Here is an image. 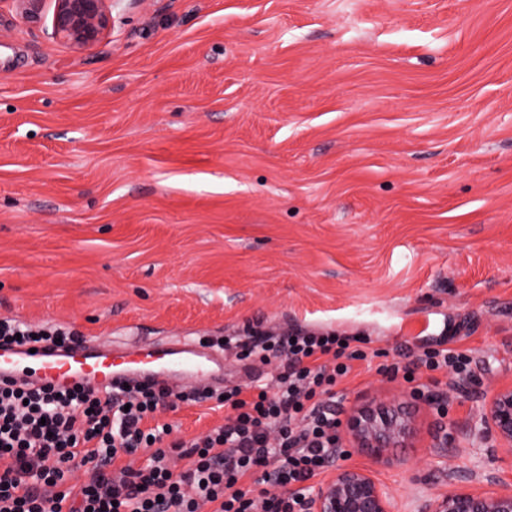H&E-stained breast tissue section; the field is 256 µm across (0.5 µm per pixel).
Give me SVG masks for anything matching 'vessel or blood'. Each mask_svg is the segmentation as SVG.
<instances>
[{
  "instance_id": "1",
  "label": "vessel or blood",
  "mask_w": 512,
  "mask_h": 512,
  "mask_svg": "<svg viewBox=\"0 0 512 512\" xmlns=\"http://www.w3.org/2000/svg\"><path fill=\"white\" fill-rule=\"evenodd\" d=\"M214 374L210 358L189 340L177 348L154 342L116 348L100 338L70 351L0 349V379L59 387L84 383L105 392L124 379L148 377L173 386L185 376L209 379Z\"/></svg>"
}]
</instances>
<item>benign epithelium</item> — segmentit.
I'll return each instance as SVG.
<instances>
[{
	"mask_svg": "<svg viewBox=\"0 0 512 512\" xmlns=\"http://www.w3.org/2000/svg\"><path fill=\"white\" fill-rule=\"evenodd\" d=\"M26 22L40 23L47 4H53L52 34L75 51L101 42L115 26L112 14L118 0H9ZM479 432L512 456V383L494 390L478 416ZM418 433L416 414L401 400L377 402L352 409L345 438L378 462L388 448H412ZM307 512H391L389 493L367 471L338 466L311 494ZM432 512H512V491L480 490L462 484L438 497Z\"/></svg>",
	"mask_w": 512,
	"mask_h": 512,
	"instance_id": "1",
	"label": "benign epithelium"
}]
</instances>
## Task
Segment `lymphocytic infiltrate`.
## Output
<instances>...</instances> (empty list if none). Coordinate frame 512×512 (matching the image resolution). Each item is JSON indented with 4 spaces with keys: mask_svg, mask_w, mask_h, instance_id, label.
I'll return each mask as SVG.
<instances>
[{
    "mask_svg": "<svg viewBox=\"0 0 512 512\" xmlns=\"http://www.w3.org/2000/svg\"><path fill=\"white\" fill-rule=\"evenodd\" d=\"M81 341L68 327L0 319V348ZM237 357L275 358L279 371L265 386H225L223 424L190 441L158 416L214 391L141 383L105 394L1 380L0 512H304L308 481L336 461L333 389L367 355L330 332L251 336ZM470 365L467 352L433 348L380 372L411 383L422 367L461 378ZM138 452L143 465H120Z\"/></svg>",
    "mask_w": 512,
    "mask_h": 512,
    "instance_id": "lymphocytic-infiltrate-1",
    "label": "lymphocytic infiltrate"
}]
</instances>
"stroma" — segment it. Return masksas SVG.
Returning <instances> with one entry per match:
<instances>
[{"label":"stroma","instance_id":"obj_1","mask_svg":"<svg viewBox=\"0 0 512 512\" xmlns=\"http://www.w3.org/2000/svg\"><path fill=\"white\" fill-rule=\"evenodd\" d=\"M118 11L77 52L0 0V318L121 344L357 337L342 412L422 387L415 447L343 460L392 512L501 472L472 425L512 383V0ZM437 345L472 376L379 372ZM161 419L189 440L224 408Z\"/></svg>","mask_w":512,"mask_h":512}]
</instances>
